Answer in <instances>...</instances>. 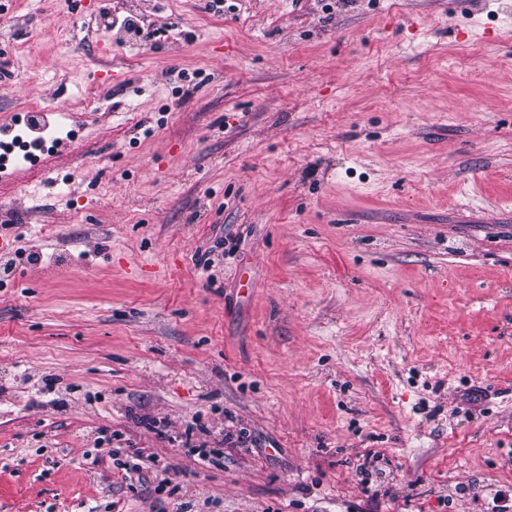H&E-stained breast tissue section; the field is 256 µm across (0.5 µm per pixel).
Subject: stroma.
<instances>
[{
	"label": "stroma",
	"instance_id": "35a3bbf8",
	"mask_svg": "<svg viewBox=\"0 0 512 512\" xmlns=\"http://www.w3.org/2000/svg\"><path fill=\"white\" fill-rule=\"evenodd\" d=\"M21 130L0 512H512V0H0Z\"/></svg>",
	"mask_w": 512,
	"mask_h": 512
}]
</instances>
